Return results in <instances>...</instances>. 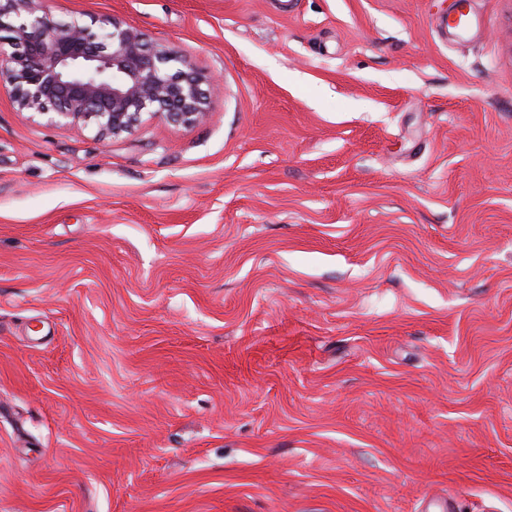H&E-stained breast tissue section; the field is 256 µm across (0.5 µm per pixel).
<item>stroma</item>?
Returning <instances> with one entry per match:
<instances>
[{
    "mask_svg": "<svg viewBox=\"0 0 512 512\" xmlns=\"http://www.w3.org/2000/svg\"><path fill=\"white\" fill-rule=\"evenodd\" d=\"M452 2L46 0L222 82L0 85V512H512V0ZM461 10V14L466 15V22L462 28L454 27L448 25V16L445 20L441 21V24H444L447 33L450 34H459L463 32H468L472 29H480L483 26V21L477 19L472 13L471 9V1L470 0H454L453 7L451 12H456ZM462 10H466V14L462 12Z\"/></svg>",
    "mask_w": 512,
    "mask_h": 512,
    "instance_id": "35a3bbf8",
    "label": "stroma"
}]
</instances>
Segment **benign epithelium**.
Masks as SVG:
<instances>
[{
	"label": "benign epithelium",
	"mask_w": 512,
	"mask_h": 512,
	"mask_svg": "<svg viewBox=\"0 0 512 512\" xmlns=\"http://www.w3.org/2000/svg\"><path fill=\"white\" fill-rule=\"evenodd\" d=\"M2 82L18 111L92 125L105 141L131 132L146 114L178 125L203 121L205 87L215 76L115 18L93 32L77 20L54 22L45 0H0Z\"/></svg>",
	"instance_id": "obj_1"
}]
</instances>
